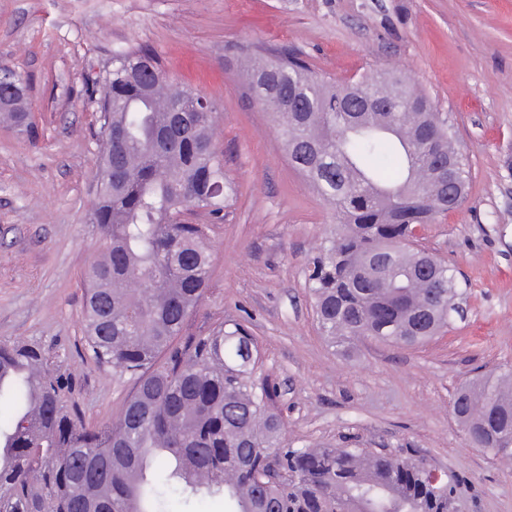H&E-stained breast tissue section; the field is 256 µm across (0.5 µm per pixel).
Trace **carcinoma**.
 I'll list each match as a JSON object with an SVG mask.
<instances>
[{"mask_svg": "<svg viewBox=\"0 0 512 512\" xmlns=\"http://www.w3.org/2000/svg\"><path fill=\"white\" fill-rule=\"evenodd\" d=\"M247 93L270 109L289 158L336 214L309 275L318 322L343 347L357 336L421 344L448 326L462 292L455 270L408 244L417 225L460 206L470 166L428 98L390 112L399 75L353 85L301 57L249 53ZM105 130L91 222L104 249L85 272L90 359L134 380L115 423L90 424L37 342H0V512H162L149 481L163 459L188 498L222 495L232 512H449L452 476L363 448H292L256 376L259 350L242 324L176 345L211 268L210 227L232 191L214 137V105L165 77L144 50L117 51L103 77ZM0 115L27 125L23 88L0 80ZM394 158L388 170L372 161ZM512 372L462 386L453 412L466 435L512 428ZM288 477L265 479L271 456Z\"/></svg>", "mask_w": 512, "mask_h": 512, "instance_id": "carcinoma-1", "label": "carcinoma"}]
</instances>
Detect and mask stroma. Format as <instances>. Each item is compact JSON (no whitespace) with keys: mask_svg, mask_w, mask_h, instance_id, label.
Segmentation results:
<instances>
[{"mask_svg":"<svg viewBox=\"0 0 512 512\" xmlns=\"http://www.w3.org/2000/svg\"><path fill=\"white\" fill-rule=\"evenodd\" d=\"M257 46L339 81L402 70L453 125L468 197L421 244L468 302L428 343L366 337L343 354L323 335L308 274L336 218L246 93ZM116 49L150 50L217 113L234 193L222 221L192 218L212 226V262L185 335L249 330L290 446L386 448L454 475L457 512H512V464L473 448L452 413L458 387L512 367V0H0V67L27 83L36 130L0 123V342H40L96 423L117 421L134 387L85 356L81 323L100 252L91 88Z\"/></svg>","mask_w":512,"mask_h":512,"instance_id":"stroma-1","label":"stroma"}]
</instances>
